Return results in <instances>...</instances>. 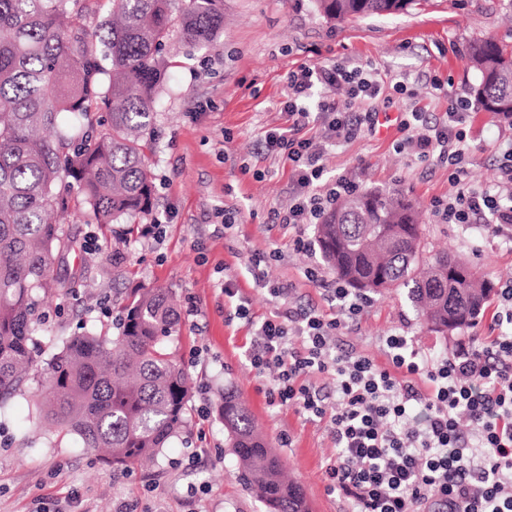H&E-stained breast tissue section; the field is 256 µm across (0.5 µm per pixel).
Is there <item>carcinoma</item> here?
Returning a JSON list of instances; mask_svg holds the SVG:
<instances>
[{
    "label": "carcinoma",
    "mask_w": 512,
    "mask_h": 512,
    "mask_svg": "<svg viewBox=\"0 0 512 512\" xmlns=\"http://www.w3.org/2000/svg\"><path fill=\"white\" fill-rule=\"evenodd\" d=\"M100 26L89 0H0V408L34 371L36 291H70L54 264L74 239L49 215L68 216L79 196L98 224L149 214L154 186L145 154L174 39L193 48L224 32V0H111ZM421 0H312L323 17L345 22L406 14ZM477 106L512 119V41L468 43ZM105 109V119L96 117ZM317 243L336 276L359 291L408 290L426 326L441 335L470 326L491 283L471 271L459 282L446 253L423 260L415 204L398 192L353 191L317 225ZM113 336L75 333L51 356L34 425L49 422L105 452L112 471L155 459L188 424L192 387L164 342L179 318L166 288L141 287L119 303ZM239 483L268 512H311L301 487L285 479L255 418L224 390L218 407Z\"/></svg>",
    "instance_id": "obj_1"
}]
</instances>
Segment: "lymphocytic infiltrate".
<instances>
[{
	"mask_svg": "<svg viewBox=\"0 0 512 512\" xmlns=\"http://www.w3.org/2000/svg\"><path fill=\"white\" fill-rule=\"evenodd\" d=\"M381 91L380 81L358 67L304 64L289 72V125L261 141L266 152L285 156L294 174L293 200L281 223H319L351 190L343 178L324 182L325 149L375 127L378 113L368 103ZM467 119L461 98L436 120L411 109L397 119L395 148L447 165L457 191L435 208L436 216L512 229V205L468 180L462 148ZM311 126L322 128L323 148L308 138ZM251 274L282 307L260 323L249 362L275 371L281 403L328 419L336 447L330 490L350 512H512V282L500 290L495 335L432 359L411 337L392 333L380 339L388 361L383 367L335 349L338 331L358 323L364 296L331 282L327 291L336 311L329 316L287 305V288L268 282L260 260H253ZM311 373L332 376L335 407H328L320 387L307 383Z\"/></svg>",
	"mask_w": 512,
	"mask_h": 512,
	"instance_id": "1",
	"label": "lymphocytic infiltrate"
}]
</instances>
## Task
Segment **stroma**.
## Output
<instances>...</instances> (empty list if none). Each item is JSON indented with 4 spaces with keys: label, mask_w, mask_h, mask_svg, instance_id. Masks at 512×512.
<instances>
[{
    "label": "stroma",
    "mask_w": 512,
    "mask_h": 512,
    "mask_svg": "<svg viewBox=\"0 0 512 512\" xmlns=\"http://www.w3.org/2000/svg\"><path fill=\"white\" fill-rule=\"evenodd\" d=\"M506 30L498 0H428L407 14L346 23L323 18L311 0H224V33L210 46L188 52L180 42L170 43L155 135L146 149L156 185L146 221L165 224L166 235L146 241L132 225L95 223L83 200L74 198L65 228L77 245L57 274L84 277L96 287L46 301L37 324L38 357L47 359L79 326L112 335L117 292L142 284L167 288L180 316L168 347L193 384L188 426L154 463L116 474L76 434L47 424L31 440L28 413L40 393L38 381H31L25 394L0 411V512H266L238 482L225 446L215 406L228 385L247 402L313 512H349L348 502L328 489L327 467L336 449L327 421L272 402L274 373L251 366L254 329L236 317L234 300L222 290L233 281L256 319L273 315L276 302L254 287L249 272L252 254L264 252L269 278L289 286L297 304L326 314L336 309L322 288L335 272L318 247L295 245L297 237L314 238L315 225L276 219L292 197L291 169L285 159L267 154L261 140L287 126L288 73L300 64L373 71L392 98L388 106L375 101L377 111L395 114L418 106L439 116L449 101L465 95L473 77L467 42ZM436 79L441 89H434ZM398 81L407 94L394 92ZM467 131L470 181L495 186L497 147L512 139V128L498 126L492 113L474 106ZM397 136L395 123L381 122L328 148L325 179L344 177L360 191L402 192L421 213L425 256L445 250L480 266L494 286L512 281V238L489 224H448L435 217L434 202L456 192L448 170L397 152ZM228 212L235 223L226 231ZM91 232L102 245L94 254L83 247ZM191 307L196 315H188ZM494 310L487 305L474 325L442 336L426 329L401 288L372 295L359 326L342 331L338 340L343 349L383 365L379 339L399 332L438 358L469 338L489 336Z\"/></svg>",
    "instance_id": "obj_1"
}]
</instances>
